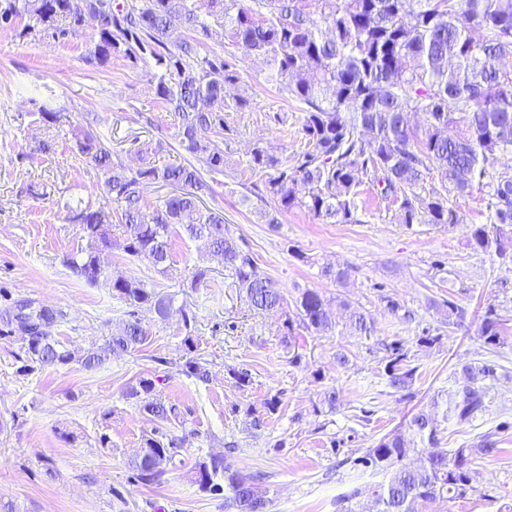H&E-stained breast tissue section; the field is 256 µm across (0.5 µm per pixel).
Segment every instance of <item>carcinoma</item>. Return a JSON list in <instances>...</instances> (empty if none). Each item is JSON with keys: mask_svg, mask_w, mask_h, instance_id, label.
<instances>
[{"mask_svg": "<svg viewBox=\"0 0 512 512\" xmlns=\"http://www.w3.org/2000/svg\"><path fill=\"white\" fill-rule=\"evenodd\" d=\"M98 22L90 62L113 57L134 62L151 59L155 95L174 113L180 145L212 173L224 172V136L231 134L234 114L249 99L226 95L238 80L231 57L200 55L197 46L222 30L224 39L263 58L288 97L302 104L298 133L304 148L281 160L260 142L251 149L250 170L273 171L267 192L277 212L298 208L331 224H356L364 183L398 205L400 224L454 227L459 223L450 196L483 194L488 222L467 228L471 244L512 269V169L498 166L512 154V0H0V20L23 23L19 36H49L61 43L81 36L86 19ZM423 115V125L412 117ZM83 159L106 174L107 201L72 211L87 246L69 259L73 274L90 284L104 278L129 308V319L102 346L80 352L49 333L61 313L31 300L5 312L6 324L27 331V361L54 367L77 361L88 370L111 354L141 348L149 332L138 317L148 308L168 315L171 298L141 281L109 277L100 253L112 247L110 226L126 228L127 254L149 261L165 273L171 268L172 237L184 232L223 256L224 269L245 289L261 311L283 307L285 297L260 272L224 223V214L199 207L213 192L193 165H155L125 169L110 148L94 136L78 141ZM163 183L176 192L147 203L144 187ZM294 305L306 327L333 329L328 304L314 289L302 291ZM448 325L461 327L468 309L450 298L443 301ZM349 324L369 335L372 321L357 308ZM478 336L487 349L506 343V329L494 306L486 307ZM183 344L180 371L209 380L206 362L196 355L192 335ZM384 374L397 392L409 389L416 369L408 350L387 346ZM498 365L465 363L448 393L447 415L470 423L487 410V385ZM158 378L142 377L127 389L139 409L157 421L141 451L130 461L136 480L160 481L163 464L172 461L186 438L167 433L180 420L179 409L160 397ZM279 400L264 403V413L246 411L251 425L263 426L264 414L278 410ZM408 428L436 442L437 429L423 413ZM500 452L483 439L474 448H437L412 467L404 437L386 435L358 462L389 473L373 490L376 512H414L464 497L474 489L477 456ZM194 482L211 494L224 493L235 512H267L269 500L257 487L262 474H242L222 458L196 461Z\"/></svg>", "mask_w": 512, "mask_h": 512, "instance_id": "1", "label": "carcinoma"}]
</instances>
